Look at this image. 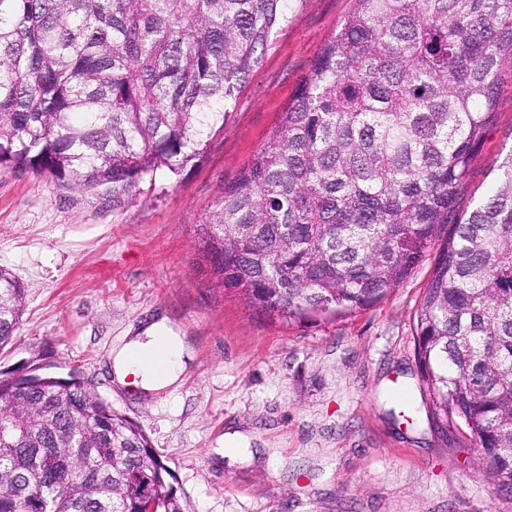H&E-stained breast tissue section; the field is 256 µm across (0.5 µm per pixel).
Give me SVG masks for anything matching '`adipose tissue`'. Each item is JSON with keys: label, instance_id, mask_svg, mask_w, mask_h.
Masks as SVG:
<instances>
[{"label": "adipose tissue", "instance_id": "ef3b65f1", "mask_svg": "<svg viewBox=\"0 0 512 512\" xmlns=\"http://www.w3.org/2000/svg\"><path fill=\"white\" fill-rule=\"evenodd\" d=\"M163 350L166 364L154 369L147 357L155 350ZM190 351L184 339L169 327L167 319H160L143 328L140 335L131 337L113 356L114 380L126 385L128 375L140 379L143 391L157 392L179 386Z\"/></svg>", "mask_w": 512, "mask_h": 512}]
</instances>
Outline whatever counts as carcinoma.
<instances>
[{
	"label": "carcinoma",
	"instance_id": "obj_1",
	"mask_svg": "<svg viewBox=\"0 0 512 512\" xmlns=\"http://www.w3.org/2000/svg\"><path fill=\"white\" fill-rule=\"evenodd\" d=\"M299 0H0V170L132 192L224 123ZM199 230L214 284L287 322L382 301L435 244L416 356L512 493V153L456 201L512 80V0H353ZM25 288L0 267V347ZM132 420L77 373H0V512H183Z\"/></svg>",
	"mask_w": 512,
	"mask_h": 512
}]
</instances>
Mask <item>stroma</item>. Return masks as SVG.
Listing matches in <instances>:
<instances>
[{"mask_svg": "<svg viewBox=\"0 0 512 512\" xmlns=\"http://www.w3.org/2000/svg\"><path fill=\"white\" fill-rule=\"evenodd\" d=\"M353 0H298L223 126L179 174L132 193L0 172V267L26 310L0 371L78 373L149 437L184 512H512L459 422L438 425L415 356L430 249L382 302L333 320L285 322L213 288L197 230L260 148ZM457 200L471 209L512 152V81ZM167 317L192 358L177 389L112 380V352ZM418 411L416 424L402 417ZM236 439L241 453L224 448Z\"/></svg>", "mask_w": 512, "mask_h": 512, "instance_id": "obj_1", "label": "stroma"}]
</instances>
